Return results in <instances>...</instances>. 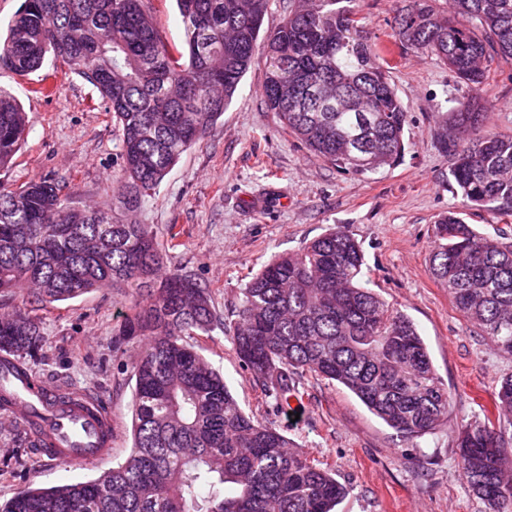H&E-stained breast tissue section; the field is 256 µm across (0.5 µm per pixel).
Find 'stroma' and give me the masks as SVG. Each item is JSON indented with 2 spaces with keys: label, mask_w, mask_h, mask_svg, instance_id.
Masks as SVG:
<instances>
[{
  "label": "stroma",
  "mask_w": 512,
  "mask_h": 512,
  "mask_svg": "<svg viewBox=\"0 0 512 512\" xmlns=\"http://www.w3.org/2000/svg\"><path fill=\"white\" fill-rule=\"evenodd\" d=\"M403 0H353L351 7L394 65L392 80L408 114L401 161L382 173L345 174L310 152L268 110L265 67L254 60L223 115L201 144L189 149L131 219L155 235L168 266L208 288L215 328L191 337L199 354L221 372L241 408L273 425L291 444L331 471L348 492L336 512H488L462 476L458 432L484 423L512 355L494 350L456 309L446 286L430 272L434 225L461 208L451 185V158L433 132L471 89L435 57L392 37ZM53 91L37 93L39 75L21 77L0 66L29 123L12 166L0 181L52 178L64 184L74 208L124 211L119 136L93 87L63 63L46 62ZM42 72V73H43ZM489 126L512 134V64H497L481 93ZM343 227L362 246L365 287L406 314L424 339L436 373L451 396L448 422L435 433L406 440L346 388L304 377L299 418L276 411L271 397L237 357L227 325L240 292L275 256L302 248L330 228ZM132 300L125 288H100L79 298L36 306L46 337L35 371L76 387L112 413L113 461L130 447L129 365L140 340L112 351V331ZM0 411V500L28 487L93 478L88 467L30 454L28 435L4 424Z\"/></svg>",
  "instance_id": "stroma-1"
}]
</instances>
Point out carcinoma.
Listing matches in <instances>:
<instances>
[{"instance_id":"obj_1","label":"carcinoma","mask_w":512,"mask_h":512,"mask_svg":"<svg viewBox=\"0 0 512 512\" xmlns=\"http://www.w3.org/2000/svg\"><path fill=\"white\" fill-rule=\"evenodd\" d=\"M444 5H439V2ZM184 43L168 46L144 0H24L0 41V63L26 77L52 57L98 91L118 129L125 206L136 208L204 138L256 56L262 94L309 151L361 177L398 163L407 112L390 62L352 0H294L262 32L268 0H176ZM392 37L425 52L478 92L494 60L512 64V0H406ZM27 117L0 87V170ZM466 207L512 214V135L492 131L480 97L435 128ZM49 178L0 182V290L32 288L40 303L97 288H128L112 351L147 339L131 369L132 444L126 459L62 487H27L0 512H334L346 488L273 426L248 415L224 376L187 338L211 331L208 288L164 255L144 224L68 206ZM364 253L337 227L263 264L241 290L229 328L239 359L286 411L308 374L353 393L411 440L448 422L450 395L415 323L362 285ZM431 272L491 346L512 354V237L483 234L456 214L435 224ZM45 338L24 308L0 316V353L41 361ZM512 416V376L494 401ZM461 469L492 512H512L500 433L469 425Z\"/></svg>"}]
</instances>
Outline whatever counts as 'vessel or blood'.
Returning a JSON list of instances; mask_svg holds the SVG:
<instances>
[{
    "label": "vessel or blood",
    "instance_id": "obj_1",
    "mask_svg": "<svg viewBox=\"0 0 512 512\" xmlns=\"http://www.w3.org/2000/svg\"><path fill=\"white\" fill-rule=\"evenodd\" d=\"M0 391L11 399L9 421L40 431V457L94 467L111 456L112 415L90 394L63 401V386L36 379L9 357L0 363Z\"/></svg>",
    "mask_w": 512,
    "mask_h": 512
}]
</instances>
